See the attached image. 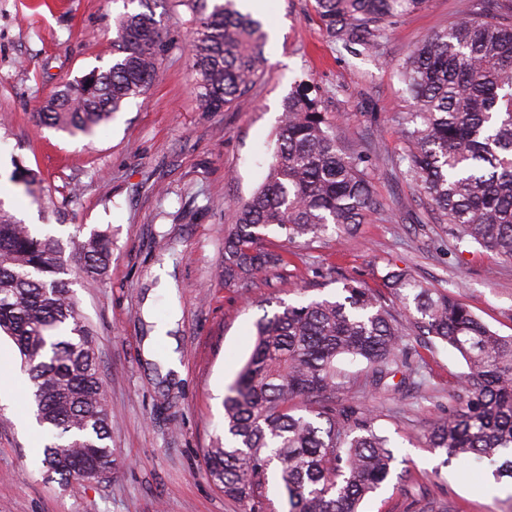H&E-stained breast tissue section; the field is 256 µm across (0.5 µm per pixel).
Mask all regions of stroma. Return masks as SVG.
Returning <instances> with one entry per match:
<instances>
[{"label":"stroma","instance_id":"stroma-1","mask_svg":"<svg viewBox=\"0 0 512 512\" xmlns=\"http://www.w3.org/2000/svg\"><path fill=\"white\" fill-rule=\"evenodd\" d=\"M314 0H265V71L226 112L202 111L192 89L184 0L156 17L167 50L145 97L126 103L94 136L39 127L33 116L64 83L112 62V27L122 0H0V156L22 157L38 176L16 189L10 210L36 216L34 229L66 236L70 225L112 231V263L96 288L72 285L98 347L112 416L111 478L81 487L48 479L41 437L19 423L27 392L0 404V512H249L224 496L204 459L224 433V395L250 352L255 321L281 302L332 298L343 280L382 289L387 264L448 291L491 329L512 336V263L481 248L457 250L396 161L408 96L396 63L447 25L465 0H428L403 17L372 57H354L327 38ZM319 87L329 118L350 141L378 155L373 190L382 210L353 234L288 250L280 277L246 288L224 285V204L246 198L268 172L267 145L296 80ZM169 323L181 373L164 349L146 356L158 324ZM430 389L368 398L361 367L347 365L343 397L366 403L409 471L391 479L362 512H420L427 487L448 512H512V485L491 471L443 464L424 434L462 401L461 356L425 351Z\"/></svg>","mask_w":512,"mask_h":512}]
</instances>
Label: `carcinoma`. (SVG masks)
<instances>
[{"instance_id":"cac0c4a2","label":"carcinoma","mask_w":512,"mask_h":512,"mask_svg":"<svg viewBox=\"0 0 512 512\" xmlns=\"http://www.w3.org/2000/svg\"><path fill=\"white\" fill-rule=\"evenodd\" d=\"M138 3V8L129 5ZM123 0L112 65L75 78L37 112L40 126L71 135L106 127L146 94L166 50L154 4ZM239 0H186L195 90L205 112H223L263 75L267 34ZM428 0H315L327 37L354 55L375 54L392 28ZM411 99L400 128L402 177L427 200L456 248L479 246L512 262V0H468L462 15L397 63ZM379 159L348 147L306 82L282 102L268 173L246 200L225 203L224 285L278 275L282 245L322 240L329 225L352 233L380 208L372 180ZM13 179L32 193V170ZM71 249L73 266L62 259ZM112 234L77 225L67 239L37 235L0 207V333L29 378L31 411L45 427L40 463L66 485L109 477L112 419L94 334L68 275L96 288L107 277ZM381 280L399 303L347 279L343 297L279 303L254 323L252 349L224 396V443L208 450L207 475L239 502L255 501L279 464L289 512H360L388 482L397 457L365 405L336 400L341 360L363 365L371 394L420 378V349L439 340L457 352L465 404L429 425L427 446L446 465L485 463L512 482V336L501 337L448 292L387 264ZM401 376L399 382L389 380Z\"/></svg>"}]
</instances>
